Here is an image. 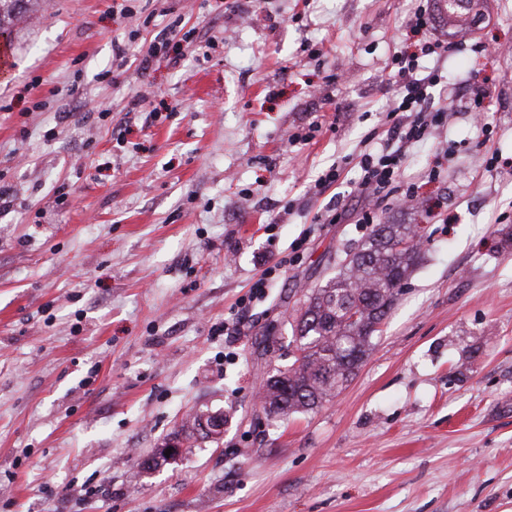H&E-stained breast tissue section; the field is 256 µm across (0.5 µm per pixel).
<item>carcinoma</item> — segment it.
<instances>
[{"label": "carcinoma", "mask_w": 512, "mask_h": 512, "mask_svg": "<svg viewBox=\"0 0 512 512\" xmlns=\"http://www.w3.org/2000/svg\"><path fill=\"white\" fill-rule=\"evenodd\" d=\"M23 0H0V36ZM476 0H442L448 19L469 20ZM415 224H378L335 276L309 290L295 327L291 364L275 369L262 396L268 417L309 412L336 393L367 360L379 325L418 258Z\"/></svg>", "instance_id": "1"}]
</instances>
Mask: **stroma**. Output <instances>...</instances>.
I'll list each match as a JSON object with an SVG mask.
<instances>
[{"label":"stroma","instance_id":"35a3bbf8","mask_svg":"<svg viewBox=\"0 0 512 512\" xmlns=\"http://www.w3.org/2000/svg\"><path fill=\"white\" fill-rule=\"evenodd\" d=\"M416 6L34 0L0 37V512H512V0L466 28L430 0L427 33ZM176 20L191 40L139 70ZM432 37L457 49L419 60L452 108L402 167L423 206L360 199L392 59ZM467 79L490 91L478 124ZM376 223L419 225L422 249L373 351L316 410L267 418L309 288ZM195 411L224 413L219 442L188 436Z\"/></svg>","mask_w":512,"mask_h":512}]
</instances>
